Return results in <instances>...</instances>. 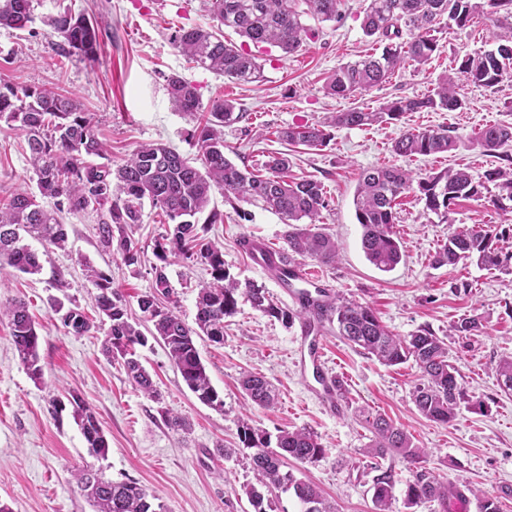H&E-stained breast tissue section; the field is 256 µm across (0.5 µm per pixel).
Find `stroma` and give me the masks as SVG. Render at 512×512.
Instances as JSON below:
<instances>
[{"instance_id": "obj_1", "label": "stroma", "mask_w": 512, "mask_h": 512, "mask_svg": "<svg viewBox=\"0 0 512 512\" xmlns=\"http://www.w3.org/2000/svg\"><path fill=\"white\" fill-rule=\"evenodd\" d=\"M33 5L29 27L0 28V81L19 88L51 87L76 98L115 163L143 143H160L197 157L199 148L190 136L197 119L175 110L168 76L191 82L202 103L232 101L245 117L224 131L229 159L257 166L269 153L285 151L293 162L291 176L313 178L325 186L328 205L322 221L339 243V256L328 265L308 260V267L325 277L334 295L369 304L393 334L408 337L427 327L446 338L448 359L462 376L463 397L451 424L425 419L412 400L419 378L413 363L384 365L331 330L328 364L343 382L346 411L339 419L329 416L294 370L291 347L297 326L265 316L242 300L224 320L223 344L196 342L223 409L203 404L184 384L164 345L153 340L138 351L160 392L159 399H152L128 378L120 361L105 355L107 325L72 335L51 304L70 300L92 310L96 290L85 271L90 264L111 274L113 289L129 309H136L138 297L153 290L154 245L167 219L144 204L141 223L128 230L140 260L128 266L120 255L100 248L95 213L65 212L61 222L68 232L67 248L43 255L41 273L0 268V306L16 299L27 303L37 323L43 370L41 380L30 378L7 320L0 319V503L11 512H92L72 478L75 469L90 462L113 481L131 480L157 491L168 512H254L243 491L254 480L253 451L239 439V426L247 417L273 436L282 429L312 431L324 457L315 463H289V470L316 485L336 512H373L375 471L365 453L372 434L363 419L370 413L404 428L417 446L429 451L430 468L452 486L465 488L471 500L496 496L502 512H512V497L499 496L502 483H512V391H503L496 375L499 361L512 357V266L489 271L468 261L439 268L432 264L454 230L512 225V213L497 211L484 199H459L442 220L425 213L414 193H405L394 226L404 257L395 269L383 272L365 257L354 207L359 176L368 168L402 166L426 175L460 165L480 177L505 166L504 156L484 153L474 139L485 126L512 125V77H504L493 89L460 82L464 104L453 112H410L388 124L333 129L328 145L319 151L289 147L272 136L275 128L316 123L332 112L375 110L395 99L434 93L464 55L492 48L493 22L482 16L461 29L439 28V49L426 65L406 63L383 85L343 99L325 93L326 77L341 64L381 51L362 31L359 0H344L337 23L304 17L308 34L296 54L272 46L255 49L263 77L250 84L187 63L171 43L178 28L213 24L210 0H34ZM66 9L95 17L101 31L95 62L66 55L46 26V18ZM441 125L453 127L456 150L411 159L393 153V141L406 130ZM35 185L24 132L1 123L0 198ZM211 205L223 213L224 221L210 225L207 237L223 243L231 277L278 295L272 277L253 265L239 240L262 239L282 248L285 224L262 207L231 205L218 191ZM165 273L178 314L194 324L198 284L209 280L208 271L172 254ZM60 279L66 290L56 288ZM460 281L468 282V290H455ZM464 317L477 320V331L449 335V327ZM247 371L264 375L274 385V408L246 403L238 379ZM70 390L81 394L99 420L109 443L105 457L91 459L71 407L53 412V397ZM167 410L182 416L187 429H171L163 417ZM228 446L234 450L229 457L224 454Z\"/></svg>"}]
</instances>
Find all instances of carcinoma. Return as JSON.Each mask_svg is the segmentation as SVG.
<instances>
[{"label": "carcinoma", "mask_w": 512, "mask_h": 512, "mask_svg": "<svg viewBox=\"0 0 512 512\" xmlns=\"http://www.w3.org/2000/svg\"><path fill=\"white\" fill-rule=\"evenodd\" d=\"M341 4L342 0H212L217 24L209 29L181 28L172 34L171 41L181 55L197 65L231 81L249 84L262 78L261 65L254 55L226 40L223 29L232 30L257 47L272 45L292 54L307 36L303 15L337 22L342 17ZM362 8L363 33L382 43V52L336 68L324 86L331 96L347 97L379 86L408 60L427 64L438 50L432 32L445 17L463 28L478 16H494L495 47L463 56L457 72L443 78L427 98H400L374 111L354 107L319 124L280 128L275 131L279 140L317 149L327 144L329 127H369L423 108L458 110L463 105L457 91L459 78L492 89L502 81L506 63L512 61V0H362ZM33 9V0H0V27L26 28L33 22ZM47 25L62 38L66 54L89 63L96 60L99 29L89 16L65 11L49 18ZM167 89L179 111L193 114L207 110L205 122L191 133L200 149L199 158H188L162 144L146 143L114 165L110 161L95 162L106 158L104 144L79 101L45 87L18 88L0 83V122L26 134L37 176L36 190H19L0 202V267L8 265L26 274L40 272V256L21 244V234L37 240L47 250L64 249L68 234L58 219L64 211L96 213L101 246L115 249L126 265H134L139 251L126 228L141 223L143 200H149L168 220L166 233L155 243L156 258L165 262L174 254L200 263L208 267L211 281L199 285L193 329L160 301L170 295L163 267H154L155 291L138 298L142 318L133 320L122 296L112 289V278L86 265V276L97 290L96 308L110 322L104 349L113 358L121 357L132 381L155 398L158 393L152 377L135 357V350L146 346L150 338L163 342L186 386L202 403L221 409L224 401L211 384L194 337L224 343V318L236 311L241 294L254 309L287 325L301 318L302 311L280 305L261 285L248 283L240 289L239 282L224 267L223 247L212 241L202 242L200 232L206 231V225L224 223V214L209 209L213 193H224L231 204H259L279 215L288 226L286 247L282 249L287 259L299 255L330 264L336 261L338 246L321 227V213L327 203L320 181L289 176L290 159L282 152L268 155L257 168L236 165L224 152V128L240 122L244 113L224 99L202 104L196 88L179 76L168 78ZM476 142L487 152L501 150L506 154L512 149V126L489 125L480 131ZM456 146V136L446 128L409 130L394 141L392 152L411 158L449 153ZM490 183L497 189L488 197L491 205L512 213L511 166L490 170L478 179L465 167H450L425 176L396 166L363 170L354 205L366 258L382 271L400 263L403 249L393 225L398 199L404 193H418L427 211L445 216L458 199L485 198ZM203 214L206 218L202 220ZM499 239L498 233L481 227L458 229L440 246L434 264L455 266L474 260L490 270L505 268L512 263V254L498 248ZM52 311L75 335L91 329L89 318L77 307H67L57 300ZM5 315L21 363L32 379H40L39 335L25 303H13ZM326 318L336 323L340 336L381 363L395 366L413 362L420 372L412 391L418 411L435 423L455 420L463 390L460 373L448 361L444 339L425 328L401 338L379 321L369 305L356 300L334 301L326 309ZM497 379L504 390L512 391V358L498 364ZM240 387L252 407L267 409L275 403L274 389L262 376L245 374ZM68 402L89 454L105 456L108 443L91 407L74 392ZM369 425L374 439L367 455L398 456L410 466L412 479L405 483L404 490L407 507L436 501L443 507L442 512H448V485L428 467L429 453L414 446L404 429L381 415L373 417ZM239 438L255 449L251 468L256 483L245 487L255 512H266L262 507L264 491L272 488L293 490L303 512H335L316 487L282 470L288 458L305 464L324 457L325 448L313 433L281 430L273 441L266 432L244 422ZM375 470L374 512H391L397 473L391 467L377 466ZM75 477L95 507L94 512H167L158 495L134 481L113 482L88 464L78 469Z\"/></svg>", "instance_id": "cac0c4a2"}]
</instances>
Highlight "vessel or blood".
Masks as SVG:
<instances>
[{
	"label": "vessel or blood",
	"instance_id": "1",
	"mask_svg": "<svg viewBox=\"0 0 512 512\" xmlns=\"http://www.w3.org/2000/svg\"><path fill=\"white\" fill-rule=\"evenodd\" d=\"M249 255L256 266L274 275L282 292L290 297L297 309L304 311L296 338L298 372L300 376L313 377L315 385L312 392L322 400L327 413L334 417L342 416L343 388L339 378L327 366L326 322L312 314L316 305L330 300L329 288L304 263L284 259L280 252L265 242L251 241Z\"/></svg>",
	"mask_w": 512,
	"mask_h": 512
}]
</instances>
